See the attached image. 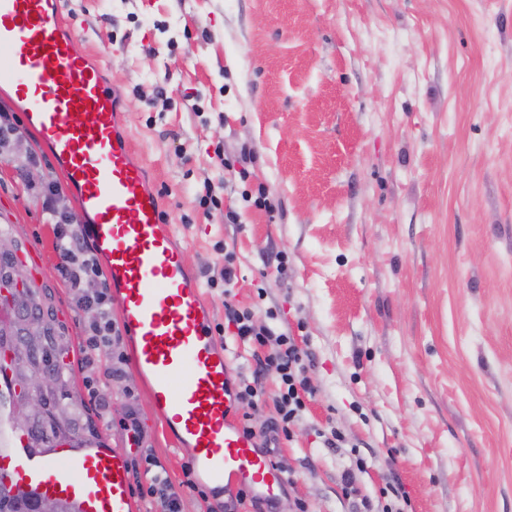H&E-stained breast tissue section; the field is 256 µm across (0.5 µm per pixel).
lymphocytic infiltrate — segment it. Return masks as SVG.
Returning <instances> with one entry per match:
<instances>
[{
  "label": "lymphocytic infiltrate",
  "instance_id": "f902f5d3",
  "mask_svg": "<svg viewBox=\"0 0 512 512\" xmlns=\"http://www.w3.org/2000/svg\"><path fill=\"white\" fill-rule=\"evenodd\" d=\"M65 191L59 182H50L43 193V207L57 226L56 254L57 268L70 289L75 304L86 315L84 333L85 351L95 355L107 350L109 363L106 379L124 375L126 355L122 337L112 317V294L103 277L97 254L86 247L82 234L76 229L74 213L61 210L59 203ZM224 328L231 331L241 342L255 347L266 348V355L256 358L247 375H240L234 385L235 403L257 408L266 401L263 381L269 375H276L282 390L274 399L277 411L266 429L255 430L249 415L243 416L241 426L247 435L258 436L261 448H269L274 441L292 440L294 429L306 408L305 399L313 395L314 389L307 376L306 355L295 344L293 337L276 333L270 326L257 322L253 313L232 302L224 304ZM146 473L150 475L147 494L152 498L158 512H181L182 486L174 485L166 476L164 464L148 449H141Z\"/></svg>",
  "mask_w": 512,
  "mask_h": 512
}]
</instances>
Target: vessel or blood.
Masks as SVG:
<instances>
[{"mask_svg":"<svg viewBox=\"0 0 512 512\" xmlns=\"http://www.w3.org/2000/svg\"><path fill=\"white\" fill-rule=\"evenodd\" d=\"M65 0H0V84L19 101L78 197L79 223L105 261L121 333L148 382L151 405L200 483L221 508L225 483L276 498L280 468L232 420L229 358L213 314L163 219L102 68L82 37L65 31ZM0 482L74 503L79 512H136L120 448H34L16 432L0 450Z\"/></svg>","mask_w":512,"mask_h":512,"instance_id":"b4317fda","label":"vessel or blood"}]
</instances>
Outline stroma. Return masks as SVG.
Returning a JSON list of instances; mask_svg holds the SVG:
<instances>
[{
  "label": "stroma",
  "mask_w": 512,
  "mask_h": 512,
  "mask_svg": "<svg viewBox=\"0 0 512 512\" xmlns=\"http://www.w3.org/2000/svg\"><path fill=\"white\" fill-rule=\"evenodd\" d=\"M66 21L116 86L214 324L232 291L311 358L281 512H353L349 469L372 512H512V0H72ZM245 148L243 181L224 164ZM62 178L26 126L0 147V229L67 345V434L122 448L137 420L180 482L189 457L132 364L110 418L88 392L109 355L88 359L56 268L39 188ZM333 428L343 447L319 438Z\"/></svg>",
  "instance_id": "35a3bbf8"
}]
</instances>
